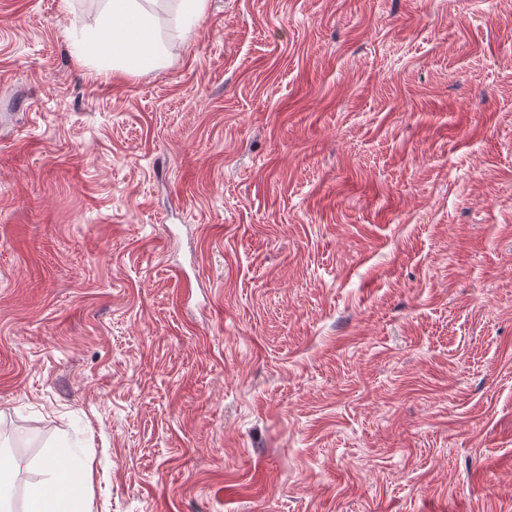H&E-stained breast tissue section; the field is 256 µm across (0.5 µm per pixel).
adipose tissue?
Segmentation results:
<instances>
[{"instance_id": "obj_1", "label": "adipose tissue", "mask_w": 512, "mask_h": 512, "mask_svg": "<svg viewBox=\"0 0 512 512\" xmlns=\"http://www.w3.org/2000/svg\"><path fill=\"white\" fill-rule=\"evenodd\" d=\"M108 23L94 37L99 47L98 72L116 69L133 72L155 60L159 46L152 19L143 0H107ZM51 484L65 487L66 496L55 498L35 490L27 499L24 512H86L85 501L76 489L75 470L61 458H48L44 464Z\"/></svg>"}]
</instances>
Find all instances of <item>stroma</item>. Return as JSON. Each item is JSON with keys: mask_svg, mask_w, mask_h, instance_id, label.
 Wrapping results in <instances>:
<instances>
[{"mask_svg": "<svg viewBox=\"0 0 512 512\" xmlns=\"http://www.w3.org/2000/svg\"><path fill=\"white\" fill-rule=\"evenodd\" d=\"M0 0V449L91 512H512V0ZM158 0H107L108 24L93 38L99 46L97 70L108 74L119 65L124 72L137 71L155 60L159 45L152 19L142 2ZM48 482L66 488L65 497L48 496L43 490L36 489L27 499L24 512H85L86 504L79 490L74 488L77 482L76 468L63 463L61 456L49 457L44 464Z\"/></svg>", "mask_w": 512, "mask_h": 512, "instance_id": "obj_1", "label": "stroma"}]
</instances>
